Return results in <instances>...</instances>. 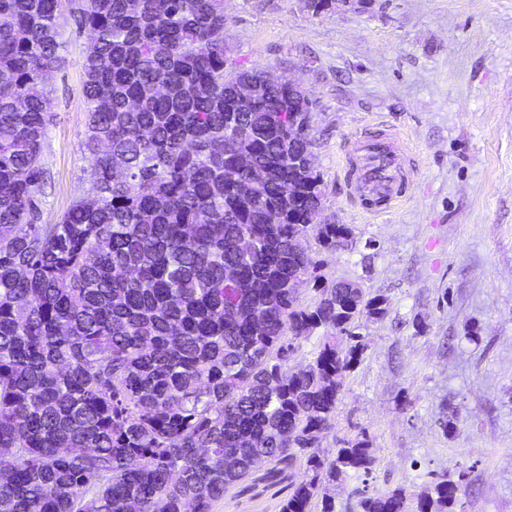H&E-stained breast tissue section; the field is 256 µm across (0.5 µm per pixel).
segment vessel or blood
Wrapping results in <instances>:
<instances>
[{
  "instance_id": "1",
  "label": "vessel or blood",
  "mask_w": 512,
  "mask_h": 512,
  "mask_svg": "<svg viewBox=\"0 0 512 512\" xmlns=\"http://www.w3.org/2000/svg\"><path fill=\"white\" fill-rule=\"evenodd\" d=\"M414 173L404 140L391 130L355 137L345 149L349 196L367 213H381L402 201Z\"/></svg>"
}]
</instances>
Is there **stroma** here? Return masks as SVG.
<instances>
[{
  "instance_id": "obj_1",
  "label": "stroma",
  "mask_w": 512,
  "mask_h": 512,
  "mask_svg": "<svg viewBox=\"0 0 512 512\" xmlns=\"http://www.w3.org/2000/svg\"><path fill=\"white\" fill-rule=\"evenodd\" d=\"M224 12L236 68L288 75L307 93L320 221L350 232L346 249L312 247L320 281L300 304L343 280L384 300L356 322L358 360L323 442L333 452L364 438L375 464L368 480L327 484L334 512H359L364 484L416 500L443 472L459 487L455 512H512V0H373L317 16L304 0H224ZM60 40L43 224L87 179L86 36L68 19ZM381 126L404 135L416 174L404 200L370 215L349 200L341 156ZM304 475L298 463L272 483L257 469L214 512H281Z\"/></svg>"
}]
</instances>
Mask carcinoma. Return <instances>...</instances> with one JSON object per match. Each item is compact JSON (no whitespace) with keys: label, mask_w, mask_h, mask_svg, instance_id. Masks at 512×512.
Returning <instances> with one entry per match:
<instances>
[{"label":"carcinoma","mask_w":512,"mask_h":512,"mask_svg":"<svg viewBox=\"0 0 512 512\" xmlns=\"http://www.w3.org/2000/svg\"><path fill=\"white\" fill-rule=\"evenodd\" d=\"M78 21L86 195L35 223L45 75L60 21ZM224 0H0V512H213L264 463L304 462L281 512H313L323 484L370 475L364 439L320 443L362 316L384 300L354 281L304 307L316 224L312 103L288 77L237 70ZM326 329L290 377L295 342ZM437 476L416 505L397 487L361 512H453Z\"/></svg>","instance_id":"cac0c4a2"}]
</instances>
